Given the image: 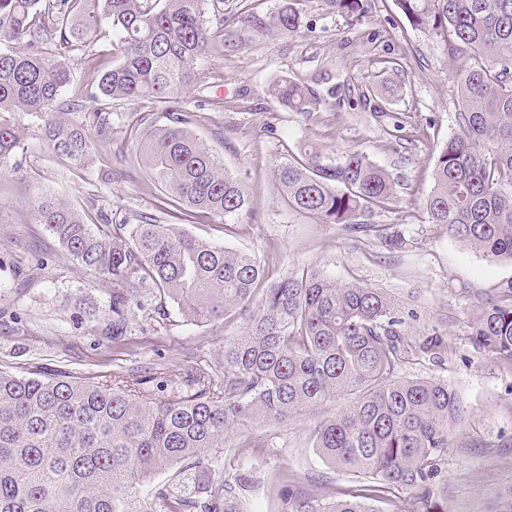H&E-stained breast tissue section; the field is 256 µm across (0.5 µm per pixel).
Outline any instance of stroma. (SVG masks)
<instances>
[{
    "mask_svg": "<svg viewBox=\"0 0 512 512\" xmlns=\"http://www.w3.org/2000/svg\"><path fill=\"white\" fill-rule=\"evenodd\" d=\"M469 55L466 48L446 55L439 39L412 28L395 0H361L352 14L328 0H303L296 36H255L233 51L214 43L185 99L200 112L194 133L243 179L250 210L230 236L218 223L186 230L246 250L279 276L310 266L386 289L416 309L412 335L445 332L443 363L413 361L399 375L446 381L463 408L437 479L448 490V512H512V370L469 339L478 306L512 283V263L489 260L446 227L428 223L422 206L433 187L434 150L459 130L455 78ZM281 77L314 90L319 106L312 117L269 95V85ZM385 85L393 93L382 104H358L361 91ZM145 110L141 103H118L112 140L98 149L103 166L83 174L57 160L38 119L18 115L26 150L15 170L0 173L1 371L109 382L133 368L154 374L165 363L223 370L224 340L238 325L196 324L171 304L165 319L150 322L161 305L151 295L143 309L131 310L123 344L106 339L111 281L78 265L32 219L30 202L42 191L81 209L97 197L116 224L155 213L160 191L141 167L131 132ZM397 122L403 125L398 132ZM307 144L321 147L330 160L346 149L363 152L391 173L398 202L369 219L399 233L400 247L353 237L342 225L288 207L274 171ZM37 252L44 264L35 263ZM340 407L328 402L287 424L256 428L265 445L243 457L237 454L241 434L226 437L225 462L256 470L255 483L241 494L245 512H283L277 490L284 478L326 501L360 485V477L332 468L313 446L311 426Z\"/></svg>",
    "mask_w": 512,
    "mask_h": 512,
    "instance_id": "35a3bbf8",
    "label": "stroma"
}]
</instances>
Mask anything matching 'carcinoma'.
Returning a JSON list of instances; mask_svg holds the SVG:
<instances>
[{"mask_svg":"<svg viewBox=\"0 0 512 512\" xmlns=\"http://www.w3.org/2000/svg\"><path fill=\"white\" fill-rule=\"evenodd\" d=\"M409 24L438 38L449 54L472 55L457 81L459 132L437 149L433 188L424 201L431 224L492 259L512 262V0H395ZM108 26L118 53H86L87 36ZM255 36L296 33V0L272 11L246 4L224 15L215 0H0V173L16 167L32 115L52 152L77 171L97 164V146L112 140V101H148L166 122L139 119L138 158L160 186L156 208L185 224L232 219L249 208L239 176L224 168L190 129L182 106L216 39L238 47L235 26ZM78 57L86 81L70 88L65 60ZM270 95L308 117L315 92L286 78ZM289 207L352 235L382 237L367 220L396 201L387 172L364 153L325 161L309 145L275 173ZM42 224L90 272L112 280V343L125 341L128 314L145 292L171 301L197 323L244 320L224 344V375L173 366L158 396L135 372L112 383L19 377L0 371V512H123L120 503L158 471L174 486L156 494L158 512H242L239 490L251 471L227 479L224 438L285 423L324 403L345 399L331 419L311 429L314 448L334 468L371 480L322 502L285 480L284 512H376L372 502L405 492L413 512H446L435 478L449 432L462 416L447 383L398 377L411 360L443 361L448 338L437 331L411 338L418 319L389 291L338 282L301 266L276 277L250 254L160 224L109 225L98 211L79 212L45 194L32 203ZM471 342L512 367V285L484 304Z\"/></svg>","mask_w":512,"mask_h":512,"instance_id":"cac0c4a2","label":"carcinoma"}]
</instances>
